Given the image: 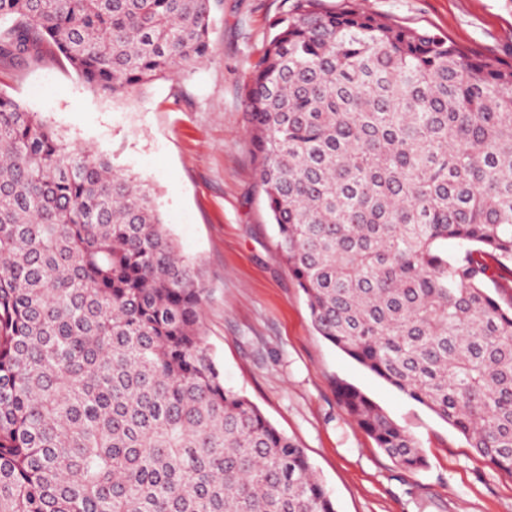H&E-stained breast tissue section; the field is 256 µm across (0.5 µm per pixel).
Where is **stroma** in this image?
Listing matches in <instances>:
<instances>
[{"label":"stroma","instance_id":"obj_1","mask_svg":"<svg viewBox=\"0 0 512 512\" xmlns=\"http://www.w3.org/2000/svg\"><path fill=\"white\" fill-rule=\"evenodd\" d=\"M280 0H213L206 61L115 98L68 67L0 62V91L49 118L64 139L144 182L206 287L203 325L225 386L303 448L337 512H512V477L453 427L314 330L306 297L276 257L258 183L244 87ZM398 25L512 63V0H361ZM354 384L418 441L407 470L338 404Z\"/></svg>","mask_w":512,"mask_h":512}]
</instances>
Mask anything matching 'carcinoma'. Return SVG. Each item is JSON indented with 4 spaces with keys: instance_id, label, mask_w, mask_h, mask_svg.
I'll list each match as a JSON object with an SVG mask.
<instances>
[{
    "instance_id": "cac0c4a2",
    "label": "carcinoma",
    "mask_w": 512,
    "mask_h": 512,
    "mask_svg": "<svg viewBox=\"0 0 512 512\" xmlns=\"http://www.w3.org/2000/svg\"><path fill=\"white\" fill-rule=\"evenodd\" d=\"M211 0H0V58L112 97L194 69ZM245 95L277 257L317 333L512 477V65L357 0H281ZM149 189L0 93V512H336L228 388ZM339 404L402 468L415 438Z\"/></svg>"
}]
</instances>
